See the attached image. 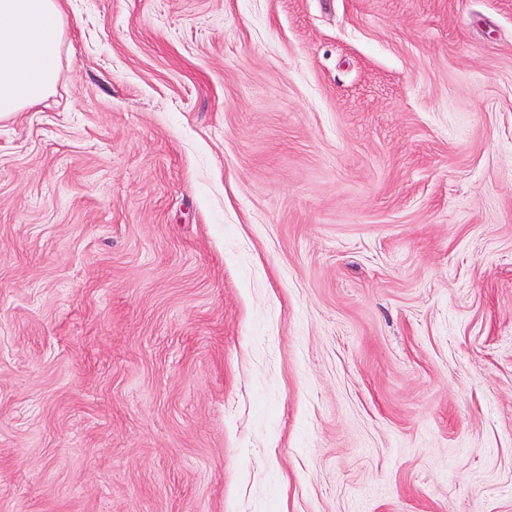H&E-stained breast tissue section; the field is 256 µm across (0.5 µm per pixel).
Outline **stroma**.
Segmentation results:
<instances>
[{
	"instance_id": "35a3bbf8",
	"label": "stroma",
	"mask_w": 512,
	"mask_h": 512,
	"mask_svg": "<svg viewBox=\"0 0 512 512\" xmlns=\"http://www.w3.org/2000/svg\"><path fill=\"white\" fill-rule=\"evenodd\" d=\"M63 6L0 512H512V0Z\"/></svg>"
}]
</instances>
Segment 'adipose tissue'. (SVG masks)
I'll return each instance as SVG.
<instances>
[{
  "label": "adipose tissue",
  "mask_w": 512,
  "mask_h": 512,
  "mask_svg": "<svg viewBox=\"0 0 512 512\" xmlns=\"http://www.w3.org/2000/svg\"><path fill=\"white\" fill-rule=\"evenodd\" d=\"M64 19L61 0H0V117L54 89Z\"/></svg>",
  "instance_id": "adipose-tissue-1"
}]
</instances>
